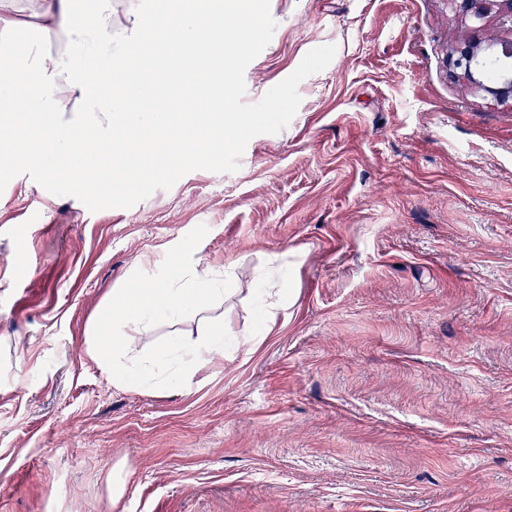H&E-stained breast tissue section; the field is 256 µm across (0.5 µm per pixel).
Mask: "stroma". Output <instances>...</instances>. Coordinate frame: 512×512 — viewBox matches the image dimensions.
<instances>
[{"mask_svg": "<svg viewBox=\"0 0 512 512\" xmlns=\"http://www.w3.org/2000/svg\"><path fill=\"white\" fill-rule=\"evenodd\" d=\"M254 103L313 48L280 133L89 211L0 192V512H512V107L453 79L451 0H270ZM224 270V352L159 389L87 354L112 290ZM292 297L253 336L259 277Z\"/></svg>", "mask_w": 512, "mask_h": 512, "instance_id": "obj_1", "label": "stroma"}]
</instances>
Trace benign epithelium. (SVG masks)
<instances>
[{
    "label": "benign epithelium",
    "instance_id": "1",
    "mask_svg": "<svg viewBox=\"0 0 512 512\" xmlns=\"http://www.w3.org/2000/svg\"><path fill=\"white\" fill-rule=\"evenodd\" d=\"M459 13L472 23V33L450 46L448 60L457 79L496 104L512 105V38L491 42L481 37V22L491 13L498 12L504 24L512 28V0H452ZM495 56L508 66L498 79L487 83L483 79L482 63Z\"/></svg>",
    "mask_w": 512,
    "mask_h": 512
}]
</instances>
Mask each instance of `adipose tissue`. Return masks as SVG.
Wrapping results in <instances>:
<instances>
[{
  "instance_id": "ef3b65f1",
  "label": "adipose tissue",
  "mask_w": 512,
  "mask_h": 512,
  "mask_svg": "<svg viewBox=\"0 0 512 512\" xmlns=\"http://www.w3.org/2000/svg\"><path fill=\"white\" fill-rule=\"evenodd\" d=\"M223 0H0V170L31 161L37 147L51 148L41 173L58 185H82L105 199L125 196L130 182L101 174L100 150L114 167L135 159L142 180L176 172L188 159L211 152L199 130L225 122L245 127L250 119L233 109L223 87L205 89L182 103L178 122L190 131L175 158L157 164L152 133L170 129L150 82L171 78L175 69L202 76L213 67L199 45L226 44L219 18ZM218 270L186 258L168 275L142 289L116 288L91 315L86 328L89 358L111 371L112 383L126 387L141 344L159 324H196L170 384H191L201 367L223 350L224 291Z\"/></svg>"
}]
</instances>
